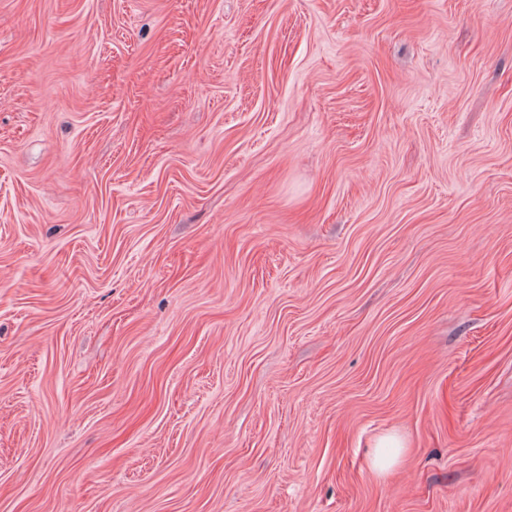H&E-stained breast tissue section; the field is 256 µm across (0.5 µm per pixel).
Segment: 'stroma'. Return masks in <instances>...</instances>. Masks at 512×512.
Segmentation results:
<instances>
[{
	"instance_id": "stroma-1",
	"label": "stroma",
	"mask_w": 512,
	"mask_h": 512,
	"mask_svg": "<svg viewBox=\"0 0 512 512\" xmlns=\"http://www.w3.org/2000/svg\"><path fill=\"white\" fill-rule=\"evenodd\" d=\"M0 512H512V0H0ZM371 452L373 466L380 470L388 469L396 461V458L388 452H380L379 448H402L400 441L393 436L380 437L373 445Z\"/></svg>"
}]
</instances>
